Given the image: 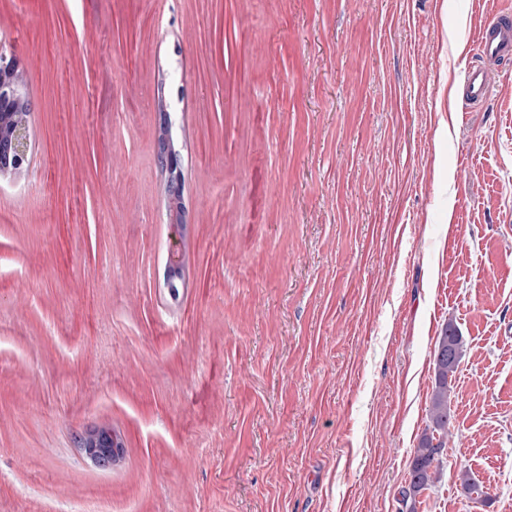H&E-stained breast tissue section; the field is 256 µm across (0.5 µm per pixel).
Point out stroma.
<instances>
[{"label": "stroma", "instance_id": "1", "mask_svg": "<svg viewBox=\"0 0 512 512\" xmlns=\"http://www.w3.org/2000/svg\"><path fill=\"white\" fill-rule=\"evenodd\" d=\"M504 9L0 0L33 107L29 171L0 177V512H400L451 318L455 430L417 512H512V65L455 100ZM103 423L111 467L77 443ZM164 205L171 224L175 225L183 241L189 235L188 211L183 193L173 186L166 187ZM180 259L166 270L165 285L170 295H180V288L185 285V269L187 266L186 253H179ZM174 284V285H173ZM91 436H96V443L90 446L88 440ZM78 443L86 457L104 465L120 462L125 448L124 436L114 428L108 431H99L97 427L88 429L79 436ZM457 479L467 499L473 503H484L489 496L484 487L471 475L469 469L462 463L459 464Z\"/></svg>", "mask_w": 512, "mask_h": 512}]
</instances>
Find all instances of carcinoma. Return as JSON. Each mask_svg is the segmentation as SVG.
<instances>
[{"mask_svg": "<svg viewBox=\"0 0 512 512\" xmlns=\"http://www.w3.org/2000/svg\"><path fill=\"white\" fill-rule=\"evenodd\" d=\"M10 72L0 70V175L15 168L13 154L4 151L9 143V134L15 113L30 107L26 92L15 94L10 89ZM157 148L163 155H180L177 141L169 124L159 122L156 127ZM165 210L171 224L177 228L180 239L189 235L187 205L183 193L169 186L165 190ZM186 253H180V259L166 270L165 285L170 295L180 293L185 285ZM465 347L464 336L454 321L437 337L434 350V386L430 396L429 421L430 432L424 434L414 455L409 470L407 486L401 490V503L405 512H416L417 496L434 485L440 478V463L444 448L452 436V415L448 403V382L454 375ZM78 443L86 457L92 461L111 465L121 461L125 448L124 436L116 429L108 431L96 427L86 430L79 436ZM457 479L467 499L473 503H484L488 493L471 475L463 464L459 465Z\"/></svg>", "mask_w": 512, "mask_h": 512, "instance_id": "carcinoma-1", "label": "carcinoma"}]
</instances>
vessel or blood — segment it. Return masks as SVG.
I'll return each mask as SVG.
<instances>
[{
    "instance_id": "b4317fda",
    "label": "vessel or blood",
    "mask_w": 512,
    "mask_h": 512,
    "mask_svg": "<svg viewBox=\"0 0 512 512\" xmlns=\"http://www.w3.org/2000/svg\"><path fill=\"white\" fill-rule=\"evenodd\" d=\"M512 61V15L504 13L481 26L475 55L467 70L462 98L467 108L481 106L490 93V69Z\"/></svg>"
}]
</instances>
